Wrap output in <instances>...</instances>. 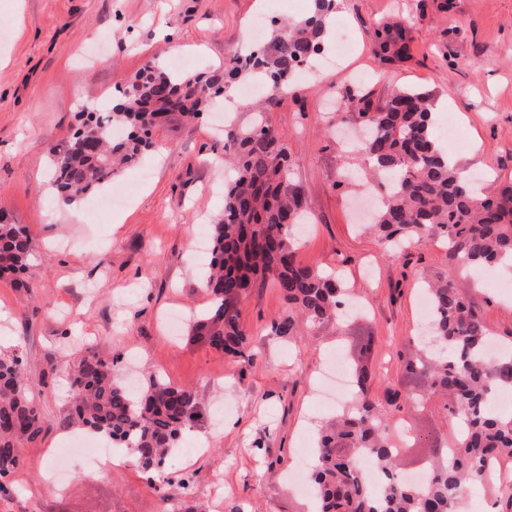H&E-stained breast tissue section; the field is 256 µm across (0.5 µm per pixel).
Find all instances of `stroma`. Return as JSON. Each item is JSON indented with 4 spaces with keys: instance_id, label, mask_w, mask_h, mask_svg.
Segmentation results:
<instances>
[{
    "instance_id": "1",
    "label": "stroma",
    "mask_w": 512,
    "mask_h": 512,
    "mask_svg": "<svg viewBox=\"0 0 512 512\" xmlns=\"http://www.w3.org/2000/svg\"><path fill=\"white\" fill-rule=\"evenodd\" d=\"M309 8L310 0H0V217L24 226L35 244L24 273L0 279V351H22L45 420L0 494V512H168L161 485L187 475L193 504L209 512H307L288 476L302 442L336 414L317 396L336 356L368 366L379 400L423 393L401 414L402 474L427 471L435 440L454 439L446 397L423 392L405 369L424 319L420 277L463 287L491 335L511 344L512 276L471 280L436 244L386 252L364 229L370 197L384 189L365 187L362 163L344 143L353 128L336 114L343 94L359 88L377 103L397 89L429 91L440 125L455 122L469 139L451 152L460 167L490 193L511 183L512 0H342L331 22L356 32L357 51L298 75L268 107L307 217L290 229L299 258L337 274L361 313L295 339L274 336L269 321L288 305L268 280L240 305L250 358L190 341L191 323L211 305L202 285L209 227L224 212L223 98L199 119L173 112L155 129L160 153L116 179L125 204L104 210L90 195L75 219L51 188L48 145L119 99L147 60L175 61L186 73L218 69L252 48L242 20L297 18ZM395 17L411 41L406 58L386 61L374 31ZM369 340L371 353L360 355ZM91 354L133 378L159 374L200 402L203 421L155 480L130 463L98 478L79 459L54 457L73 435L67 373Z\"/></svg>"
}]
</instances>
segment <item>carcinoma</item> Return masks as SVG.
Masks as SVG:
<instances>
[{
    "label": "carcinoma",
    "mask_w": 512,
    "mask_h": 512,
    "mask_svg": "<svg viewBox=\"0 0 512 512\" xmlns=\"http://www.w3.org/2000/svg\"><path fill=\"white\" fill-rule=\"evenodd\" d=\"M335 0H313L309 14L271 26L270 36L224 67L183 74L149 61L119 100L93 112L91 136L76 135L64 147L48 148L51 186L66 205L97 193L153 146L151 131L170 112L194 118L211 98L236 83L265 77L275 92L321 53ZM390 59L407 56L409 30L397 19L376 30ZM347 118L366 127L357 153L379 184L389 188L372 224L387 248L430 238L448 248V259L475 277L490 268H512V185L486 195L462 175L435 135L431 95L403 89L382 104L368 95H347ZM246 126L224 128V148L234 175L224 183V214L211 225L212 259L206 278L212 307L196 317L192 336L234 358L248 353L240 303L267 277L283 293L288 311L270 331L290 339L305 326L338 316L346 289L338 279L303 264L289 227L301 220L297 193L288 186L284 139L252 102ZM34 243L19 224L0 223V275L24 270ZM430 300L434 342L408 362L436 393L451 398L449 412L466 421L453 447L437 449L423 485L397 473L400 450L389 429L400 421L399 399L382 404L370 393V373L353 370L356 392L336 417L319 428L311 473L314 512H459L464 489L493 483L490 462L512 457V415L489 408L497 393L512 392V350L484 355L490 332L458 287L424 281ZM73 412L66 426L94 432L133 451L145 473L159 472L184 431L203 419L196 396L158 375L138 390L128 387L112 364L93 354L71 372ZM44 419L29 394L21 355L0 354V479L23 466V445L37 438ZM370 460L380 473L372 489L359 463Z\"/></svg>",
    "instance_id": "obj_1"
}]
</instances>
